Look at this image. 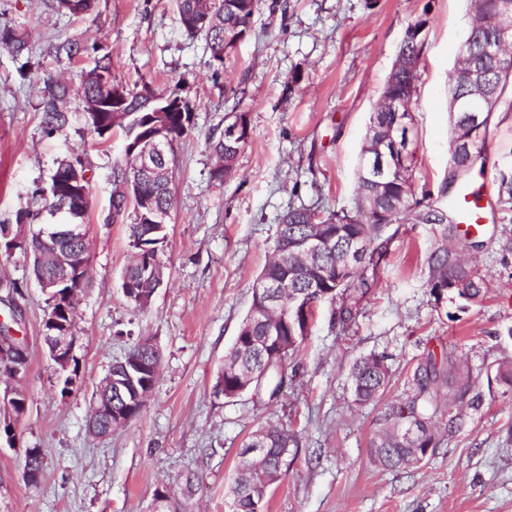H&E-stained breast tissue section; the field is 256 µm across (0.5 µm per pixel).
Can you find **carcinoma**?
<instances>
[{"label": "carcinoma", "mask_w": 512, "mask_h": 512, "mask_svg": "<svg viewBox=\"0 0 512 512\" xmlns=\"http://www.w3.org/2000/svg\"><path fill=\"white\" fill-rule=\"evenodd\" d=\"M94 0H52V8L61 14L84 17L93 9ZM235 9H224V0H177L178 13L184 30L190 36L202 34L213 59L224 60V30L251 26L259 8V0H234ZM0 49L18 57L29 51L27 35L10 27L0 28ZM48 53L59 63L73 64L91 59L82 70L78 85L52 82L39 104L42 112L43 132L50 136L72 124L70 102L99 104L98 123L86 126V130L103 141L112 137L122 125L112 124V84L117 82L112 73V56L107 47L98 42L90 45L77 40H64L49 46ZM416 72L401 66L391 71L386 93L403 96L405 90L415 86ZM125 111L131 114L129 132L136 136L148 121L166 122L179 140L189 134L192 127L190 103L178 96H167L158 104L168 108L166 112H142V102L137 94L127 93ZM404 117L383 108L370 113L368 126L381 129L393 128L395 117ZM245 143L231 148L224 146V135L212 138L210 150L219 159V165L212 171V178L223 179L231 171L237 156ZM480 154L452 156L459 172L452 175L457 181L473 168ZM359 195L354 207L330 213L326 218H316V211L305 207L288 209L282 222L276 226L273 259L269 260L257 276L255 283L265 284L259 290L252 288V299L246 316L242 319L233 344L224 354V392L234 399V392L246 386L258 387L266 384L271 388L270 397L278 396L285 384V362L306 338V312L290 311L283 314L288 300L300 296L319 304L325 301L343 300L338 312V323L342 331L351 329L355 323L357 309L348 304L355 296H364L371 288L367 279L357 275L360 267H377L387 252V241L383 233L387 224L383 214H391L390 223L404 221L406 212L416 210L415 221L419 224H436L440 236L448 237V208L431 205L419 206L412 201L409 179H397L382 173L378 156L359 162ZM170 180L153 185L155 204L162 211L172 209ZM50 185H37L30 193V202L18 210L15 228L11 236H5L6 227L0 224V254L11 256L15 253L29 257L36 278H53L57 274L55 250L81 253L86 242L60 236L53 242L54 248H43L34 236L20 235L19 226L27 218H35L32 208L36 207L40 195ZM133 260L124 270V288L142 290L145 295L152 293L154 270L165 268L161 258V246L166 239V230L158 224L148 223L145 215L133 212V221L128 225ZM318 237L322 248L310 255H301L293 247L299 239ZM368 242V252L362 259L346 264L347 248L356 240ZM427 284L435 300L451 294L461 301L479 298L488 288L486 280L472 267L460 262L456 254L446 246L434 248L427 261ZM75 282L61 284L50 289L46 298L49 313L71 325L76 315L65 312L68 307V291ZM125 366L138 370L137 386L142 392H150L157 379L156 368L159 356L135 344L121 360ZM453 362L444 353H429L415 367L412 377V391L406 398L384 404L378 418V429L370 439L372 462L384 469L396 470L408 467L406 457L410 454L403 432L415 428L419 448H436L440 436L447 427L456 423V410L466 405L477 408L480 395L473 393L469 379L459 377L452 380ZM355 399L359 403H370L383 394L390 383L391 372L385 356L371 354L356 360L350 368ZM298 434L284 426L267 424L255 430L240 450V462L236 468L232 488V512H263L267 495L264 480L282 477L280 457L285 448H299ZM261 447V457L252 459L251 449Z\"/></svg>", "instance_id": "cac0c4a2"}]
</instances>
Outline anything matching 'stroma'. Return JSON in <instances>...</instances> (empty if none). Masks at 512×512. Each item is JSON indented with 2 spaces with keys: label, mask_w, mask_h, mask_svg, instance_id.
Segmentation results:
<instances>
[{
  "label": "stroma",
  "mask_w": 512,
  "mask_h": 512,
  "mask_svg": "<svg viewBox=\"0 0 512 512\" xmlns=\"http://www.w3.org/2000/svg\"><path fill=\"white\" fill-rule=\"evenodd\" d=\"M469 7L470 0H261L249 36L217 70L204 37L184 32L175 0H97L87 18L56 13L50 0H0V26L29 36L28 62L0 50V224L14 225L29 190L73 151L90 175L91 248V281L76 317L78 377L67 393L42 340L48 308L30 264L0 255V278L20 286L15 330L29 353L19 445L0 447V512H231L238 452L269 422L297 431L301 446L270 487L265 512H512V391L494 380L498 365L512 364V209L497 208L480 237L459 229L451 241L487 277L481 300L434 301L427 257L438 244L435 225H392L384 259L364 271L371 289L348 333L336 323L338 303H322L278 396L259 387L228 400L214 390L280 216L300 205L322 216L351 209L368 114L418 22L410 183L414 200L447 205L448 81ZM65 39L105 44L128 89L148 84L192 107V129L172 155L162 252L169 283L143 309L121 289L133 216L104 221L124 132L105 142L71 127L50 138L41 132L46 79L80 80V66L45 52ZM231 112L246 113L251 138L216 181L209 142ZM488 141L484 169L469 178L494 192L501 174L512 173V109L495 112ZM143 337L160 355L151 397L126 426L92 434L93 390ZM431 350L462 361L482 403L464 410L419 467L382 469L369 455L382 405L403 395ZM370 353L386 356L391 382L381 401L358 405L349 368ZM28 447L44 455L35 484L22 477ZM164 486L170 501L162 505L155 493Z\"/></svg>",
  "instance_id": "35a3bbf8"
}]
</instances>
